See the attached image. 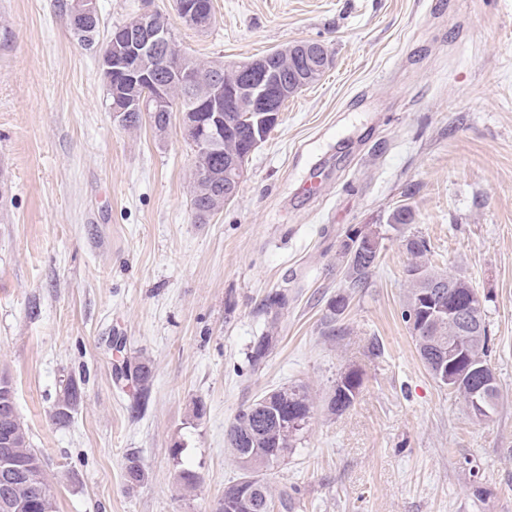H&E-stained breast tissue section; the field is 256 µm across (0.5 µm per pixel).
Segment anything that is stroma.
Here are the masks:
<instances>
[{
    "instance_id": "35a3bbf8",
    "label": "stroma",
    "mask_w": 512,
    "mask_h": 512,
    "mask_svg": "<svg viewBox=\"0 0 512 512\" xmlns=\"http://www.w3.org/2000/svg\"><path fill=\"white\" fill-rule=\"evenodd\" d=\"M61 2L0 0V371L58 512H215L240 475L226 427L300 382L318 396L312 419L267 475L291 512H512V0H212L204 31L175 0H98L101 41L151 10L201 62L304 41L331 53L204 224L191 144L178 124L160 135L113 118L99 51L73 38ZM402 208L411 222L396 232ZM364 226L383 244L350 291L338 249ZM412 236L484 299L502 396L488 420L432 378L402 319ZM276 291L288 295L279 341L254 371L246 353ZM112 337L150 361L144 406L115 376ZM349 367L361 392L329 414L323 399ZM70 378L83 399L60 426ZM132 453L146 473L134 488ZM184 469L200 476L190 493Z\"/></svg>"
}]
</instances>
